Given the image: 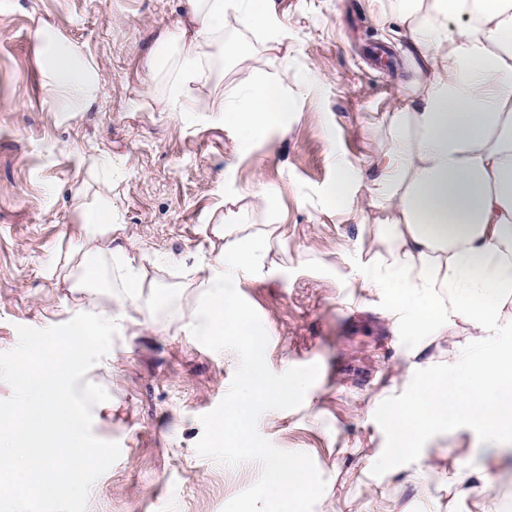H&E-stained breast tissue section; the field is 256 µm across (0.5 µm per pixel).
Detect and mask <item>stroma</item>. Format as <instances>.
I'll list each match as a JSON object with an SVG mask.
<instances>
[{"label":"stroma","instance_id":"35a3bbf8","mask_svg":"<svg viewBox=\"0 0 512 512\" xmlns=\"http://www.w3.org/2000/svg\"><path fill=\"white\" fill-rule=\"evenodd\" d=\"M400 7L273 0L270 30L229 21L224 39L236 50L215 62L222 79L192 84L187 96L234 101L253 71L293 103L284 125L245 145L221 113L156 104L169 90L147 81L143 62L179 17L180 0H0V404L19 399L18 356L66 336L83 316L78 292L56 287L50 273L80 248L72 195L93 187L91 157L120 169L112 202L157 285L134 313L140 335L116 327L94 341L93 399L110 407L90 422L91 446L107 454L87 466V492L45 496L26 481L0 495V512H265V473L241 465L214 434L252 350L195 336L183 320L205 299L195 277L208 259L206 237L233 213L234 234L281 227L269 254L278 274L240 276L237 295L261 331L267 376L277 384L311 377L291 401L260 400L249 414L255 447L312 474L316 494L301 512H427L432 503L481 512L436 481L371 462L383 443L371 413L418 339L388 320L387 292L366 285L391 234L388 201L369 194L387 147L379 127L421 96L407 42L385 21ZM41 24L98 65L94 110L54 112L33 40ZM381 47L390 66L375 58ZM340 164L356 174V207L331 195ZM254 194L265 203L251 210ZM427 448L446 467L474 458L464 432L439 433Z\"/></svg>","mask_w":512,"mask_h":512}]
</instances>
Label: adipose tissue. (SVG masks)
Masks as SVG:
<instances>
[{"label": "adipose tissue", "instance_id": "adipose-tissue-1", "mask_svg": "<svg viewBox=\"0 0 512 512\" xmlns=\"http://www.w3.org/2000/svg\"><path fill=\"white\" fill-rule=\"evenodd\" d=\"M246 30L266 29L271 0H185L175 27L162 28L149 53V78L167 76L166 112H208L209 103L183 99L184 85L209 79L210 64L224 41L227 14ZM411 45L413 67L424 94L410 112L392 113L390 148L378 161L381 173L370 195L390 201L391 262L376 283L390 296V315L411 323L419 341L399 387L374 411L384 429L375 453L382 469L411 466L412 478H433L467 498H485L492 485L496 450L512 446V0H405L394 16ZM44 88L56 110H92L103 84L95 62L81 47L37 26ZM246 95L223 110L224 124L243 141L283 122L293 106L260 78L246 76ZM73 256L82 272L84 304L91 313L65 339L41 356L15 363L21 401L0 406V483L31 468L40 489L86 490L84 464L102 456L89 445L87 407L75 396L94 337L123 322L148 286L147 273L127 247L125 227L112 204V188L76 192ZM273 231L258 240L227 234L214 225L210 259L198 270L204 307H190L185 324L195 335L234 337L255 344L257 330L237 299V279L268 278ZM108 277L113 290L98 288ZM468 330L455 335L457 327ZM448 347L434 365L420 356L438 339ZM298 383L278 385L254 356L243 387L224 404L219 437L242 461L267 475L268 512H299L313 491L301 461L251 447L249 411L257 400L284 403ZM476 429L485 450L478 463L445 469L425 448L442 428Z\"/></svg>", "mask_w": 512, "mask_h": 512}]
</instances>
